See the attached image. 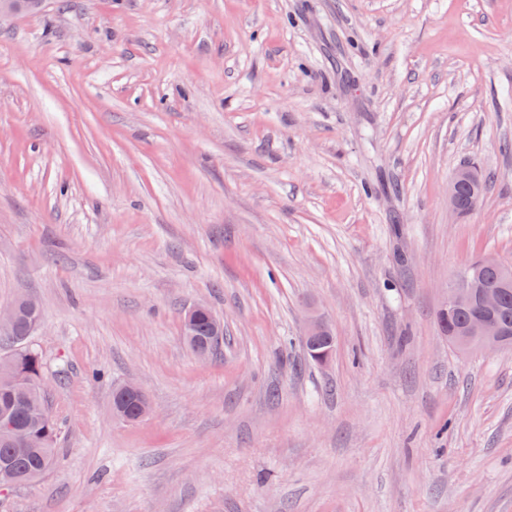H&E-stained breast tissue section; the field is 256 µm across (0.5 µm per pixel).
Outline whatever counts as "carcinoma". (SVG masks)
Returning <instances> with one entry per match:
<instances>
[{
  "label": "carcinoma",
  "instance_id": "carcinoma-1",
  "mask_svg": "<svg viewBox=\"0 0 512 512\" xmlns=\"http://www.w3.org/2000/svg\"><path fill=\"white\" fill-rule=\"evenodd\" d=\"M470 275L467 287L488 288L498 284L496 270L483 267L479 260L469 264ZM484 311L476 303L463 309L445 313L439 312V324L448 336H464L469 325ZM504 328L502 344L512 347V288L504 289L501 304L490 313ZM41 320L39 304L24 305L19 309L15 328L0 334V343L10 347V354H0V409L10 411L11 422L30 434L34 443L21 446L0 430V486L12 482L20 486L29 478L40 476L56 461L55 444L61 432V424L46 404L45 396H32L31 390L44 377V362L39 351L29 344V339ZM197 335L186 336L184 340L192 350L207 346L217 350L224 337L214 338L207 333L205 318L200 316L196 323ZM112 414L125 422L135 423L142 418L135 400L120 393L116 387L112 393Z\"/></svg>",
  "mask_w": 512,
  "mask_h": 512
}]
</instances>
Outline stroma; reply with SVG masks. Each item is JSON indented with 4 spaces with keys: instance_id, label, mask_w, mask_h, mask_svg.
<instances>
[{
    "instance_id": "obj_1",
    "label": "stroma",
    "mask_w": 512,
    "mask_h": 512,
    "mask_svg": "<svg viewBox=\"0 0 512 512\" xmlns=\"http://www.w3.org/2000/svg\"><path fill=\"white\" fill-rule=\"evenodd\" d=\"M467 163L490 179L461 216ZM490 253L512 263V0L0 17V307L39 303L62 423L0 512H512V350L438 326ZM195 304L224 320L205 360ZM196 328L199 336H193L191 333H187L188 336H183L186 344L194 353L196 348L203 346L212 348V353H214L224 341V334L218 336L217 339L213 336H208L207 323L201 315L197 318ZM111 411L116 418L128 423L138 422L143 417L138 412L135 400L122 395L119 386L113 389Z\"/></svg>"
}]
</instances>
